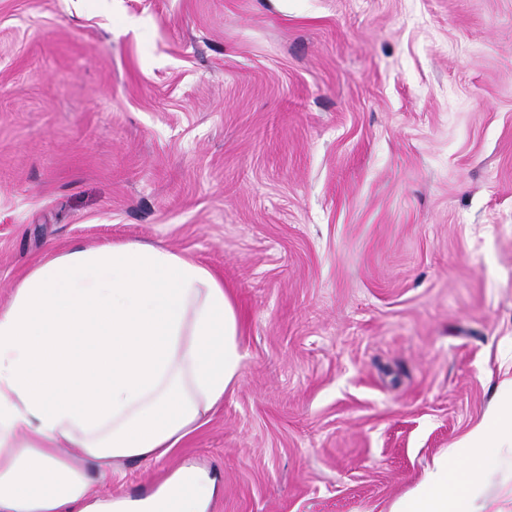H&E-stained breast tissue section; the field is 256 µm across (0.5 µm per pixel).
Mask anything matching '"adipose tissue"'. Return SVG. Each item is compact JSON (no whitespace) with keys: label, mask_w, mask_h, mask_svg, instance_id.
Returning a JSON list of instances; mask_svg holds the SVG:
<instances>
[{"label":"adipose tissue","mask_w":512,"mask_h":512,"mask_svg":"<svg viewBox=\"0 0 512 512\" xmlns=\"http://www.w3.org/2000/svg\"><path fill=\"white\" fill-rule=\"evenodd\" d=\"M244 359L231 295L191 257L116 243L40 263L0 307V512H212L220 481L191 461L139 498L97 487L166 459ZM510 462L512 379L387 512H487L491 473L512 495Z\"/></svg>","instance_id":"ef3b65f1"}]
</instances>
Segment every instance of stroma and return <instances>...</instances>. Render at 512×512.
Masks as SVG:
<instances>
[{"instance_id": "1", "label": "stroma", "mask_w": 512, "mask_h": 512, "mask_svg": "<svg viewBox=\"0 0 512 512\" xmlns=\"http://www.w3.org/2000/svg\"><path fill=\"white\" fill-rule=\"evenodd\" d=\"M223 279L213 512H386L512 377V0H0V306L60 252Z\"/></svg>"}]
</instances>
